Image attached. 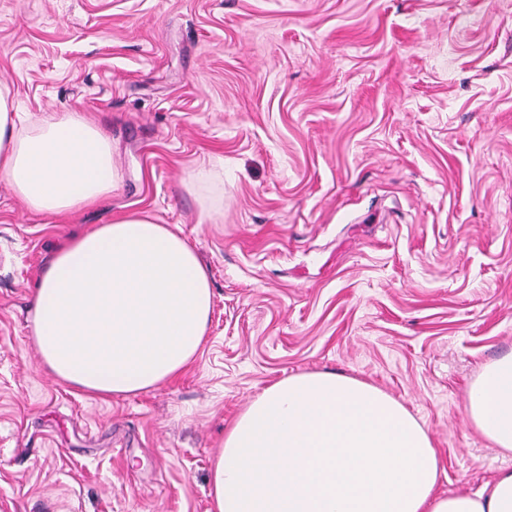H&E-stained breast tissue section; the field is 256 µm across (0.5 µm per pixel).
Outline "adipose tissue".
Instances as JSON below:
<instances>
[{
    "mask_svg": "<svg viewBox=\"0 0 512 512\" xmlns=\"http://www.w3.org/2000/svg\"><path fill=\"white\" fill-rule=\"evenodd\" d=\"M0 82V178L32 211L64 217L121 186L112 140L76 113L28 127ZM221 165L187 180L200 222L217 209ZM213 306L206 267L147 212L115 214L45 266L31 332L42 365L84 393L128 397L178 378L197 358ZM467 416L512 454V352L468 387ZM427 429L397 399L333 372L288 376L237 416L211 472L213 512H512V469L477 492L441 494Z\"/></svg>",
    "mask_w": 512,
    "mask_h": 512,
    "instance_id": "adipose-tissue-1",
    "label": "adipose tissue"
}]
</instances>
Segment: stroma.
<instances>
[{"label": "stroma", "mask_w": 512, "mask_h": 512, "mask_svg": "<svg viewBox=\"0 0 512 512\" xmlns=\"http://www.w3.org/2000/svg\"><path fill=\"white\" fill-rule=\"evenodd\" d=\"M1 80L22 119L97 123L122 185L54 218L0 180V512H211L226 426L314 371L403 403L440 492L512 468L466 414L512 351V0H0ZM128 210L186 238L213 309L179 379L100 397L41 368L29 312L66 238ZM220 164L202 165L187 180L188 189L195 195L199 208V223L205 224L217 209L214 191L224 183V170Z\"/></svg>", "instance_id": "obj_1"}]
</instances>
